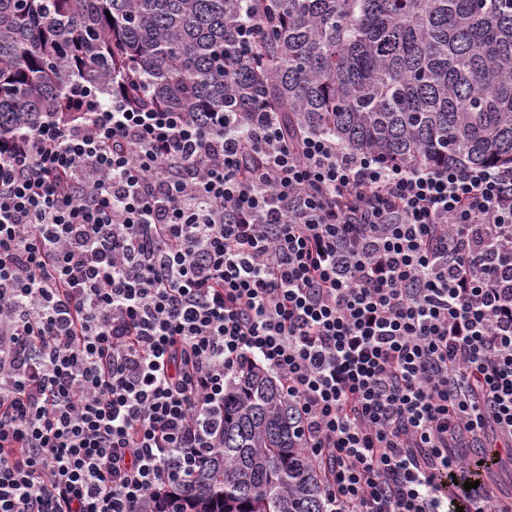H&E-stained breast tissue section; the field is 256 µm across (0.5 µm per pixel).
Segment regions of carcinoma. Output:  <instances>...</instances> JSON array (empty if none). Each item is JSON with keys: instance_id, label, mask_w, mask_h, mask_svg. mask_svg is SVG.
I'll use <instances>...</instances> for the list:
<instances>
[{"instance_id": "cac0c4a2", "label": "carcinoma", "mask_w": 512, "mask_h": 512, "mask_svg": "<svg viewBox=\"0 0 512 512\" xmlns=\"http://www.w3.org/2000/svg\"><path fill=\"white\" fill-rule=\"evenodd\" d=\"M84 79L173 112L271 110L410 169L512 162V0H0V137L71 116ZM220 442L173 512H325L263 369L226 381Z\"/></svg>"}]
</instances>
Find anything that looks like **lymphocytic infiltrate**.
Returning a JSON list of instances; mask_svg holds the SVG:
<instances>
[{
	"label": "lymphocytic infiltrate",
	"mask_w": 512,
	"mask_h": 512,
	"mask_svg": "<svg viewBox=\"0 0 512 512\" xmlns=\"http://www.w3.org/2000/svg\"><path fill=\"white\" fill-rule=\"evenodd\" d=\"M0 139V512H146L262 364L326 512L512 466V165L409 169L122 87Z\"/></svg>",
	"instance_id": "obj_1"
}]
</instances>
